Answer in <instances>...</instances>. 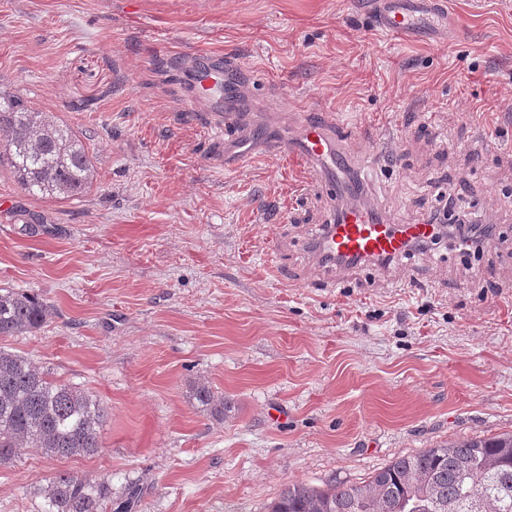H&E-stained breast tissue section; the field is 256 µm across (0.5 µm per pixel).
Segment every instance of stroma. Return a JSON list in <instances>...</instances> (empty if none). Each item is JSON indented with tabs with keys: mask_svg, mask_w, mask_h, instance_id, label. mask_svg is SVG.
Masks as SVG:
<instances>
[{
	"mask_svg": "<svg viewBox=\"0 0 512 512\" xmlns=\"http://www.w3.org/2000/svg\"><path fill=\"white\" fill-rule=\"evenodd\" d=\"M369 0H0V97L70 127L96 170L73 200L0 169V288L46 322L0 347L107 409L93 456L19 449L0 512L59 473L112 475L132 512H267L284 487L367 480L394 458L512 432V0H446L426 38ZM223 57L250 160L224 163L197 60ZM332 113L333 184L273 143ZM392 138L376 144V132ZM414 224L456 195L499 225L331 281L308 247L350 201ZM204 380L231 402L191 400ZM191 396L203 411L215 417H224V397L215 395L205 382L194 385Z\"/></svg>",
	"mask_w": 512,
	"mask_h": 512,
	"instance_id": "35a3bbf8",
	"label": "stroma"
}]
</instances>
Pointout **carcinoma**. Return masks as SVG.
<instances>
[{"label":"carcinoma","instance_id":"1","mask_svg":"<svg viewBox=\"0 0 512 512\" xmlns=\"http://www.w3.org/2000/svg\"><path fill=\"white\" fill-rule=\"evenodd\" d=\"M0 166L38 197H80L96 176L87 148L68 128L2 97ZM48 315L36 295L0 288V336L26 333ZM192 398L210 415H224V398L206 383L194 385ZM106 416L92 394L0 348V466L13 463L21 446L52 457L93 456ZM34 493L42 512H107L112 479L60 473ZM270 512H512V434L467 437L398 457L363 484L318 489L295 482Z\"/></svg>","mask_w":512,"mask_h":512}]
</instances>
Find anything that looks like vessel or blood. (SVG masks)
<instances>
[{"instance_id":"1","label":"vessel or blood","mask_w":512,"mask_h":512,"mask_svg":"<svg viewBox=\"0 0 512 512\" xmlns=\"http://www.w3.org/2000/svg\"><path fill=\"white\" fill-rule=\"evenodd\" d=\"M444 6V0H374L372 17L381 29L407 35L424 22L437 20ZM208 80L205 71H198L192 98L211 102V117L224 128L225 148L233 150L235 162H245L251 151L238 132L239 116L234 108L237 92L227 85L220 95H213ZM333 128L332 118L314 113L303 124L298 144L288 148V156L302 166L335 169L338 148ZM431 232L427 224H389L353 210L326 228L317 240V250L331 263L339 260L382 264L402 255L410 238L421 239Z\"/></svg>"}]
</instances>
